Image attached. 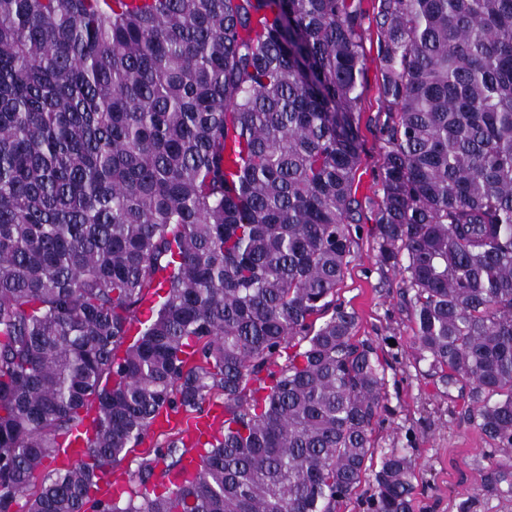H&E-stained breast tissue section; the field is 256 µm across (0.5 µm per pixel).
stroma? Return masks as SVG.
<instances>
[{"instance_id": "1", "label": "stroma", "mask_w": 512, "mask_h": 512, "mask_svg": "<svg viewBox=\"0 0 512 512\" xmlns=\"http://www.w3.org/2000/svg\"><path fill=\"white\" fill-rule=\"evenodd\" d=\"M362 10L365 69L359 103L362 152L356 187L364 207L359 237L336 301L355 311V338L373 340L390 363L387 410L373 433L375 452L380 455L394 448L413 449L418 472L412 512H512V496L489 495L483 490L494 471L512 472V449L491 452L469 418L467 395L456 389L446 394L438 388L413 344V323L400 296L401 277L396 271L380 268L377 262L374 213L381 199L387 114L379 97L374 0H362Z\"/></svg>"}]
</instances>
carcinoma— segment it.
<instances>
[{
  "mask_svg": "<svg viewBox=\"0 0 512 512\" xmlns=\"http://www.w3.org/2000/svg\"><path fill=\"white\" fill-rule=\"evenodd\" d=\"M141 2L0 0V512H336L389 367L334 299L362 209L361 0ZM376 9L378 262L431 375L511 449L512 0ZM214 390L228 419L194 470L180 430L97 497ZM415 479L386 453L367 512H411ZM194 418V416H186L180 415L177 416L175 419H172L170 424L168 425L164 421V417H160L161 424L155 426L153 434L151 433V438L146 441V443L138 448L134 452H132L110 475L112 481L118 477L123 481H126V483L133 485V477L134 472L137 469V461H139V457L142 456V453L150 448L149 446L155 443L162 444L167 440V437L170 435V433H174L177 431V429L182 428L185 429V421L188 419Z\"/></svg>",
  "mask_w": 512,
  "mask_h": 512,
  "instance_id": "cac0c4a2",
  "label": "carcinoma"
}]
</instances>
